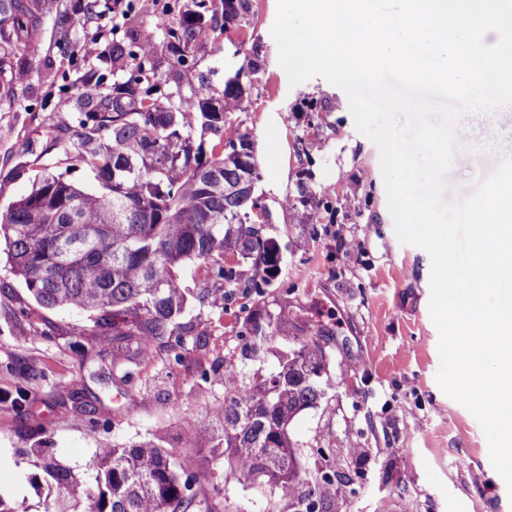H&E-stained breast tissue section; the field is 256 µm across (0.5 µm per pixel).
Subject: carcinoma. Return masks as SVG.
I'll return each instance as SVG.
<instances>
[{"label": "carcinoma", "mask_w": 512, "mask_h": 512, "mask_svg": "<svg viewBox=\"0 0 512 512\" xmlns=\"http://www.w3.org/2000/svg\"><path fill=\"white\" fill-rule=\"evenodd\" d=\"M196 7L168 29L167 48L181 66L183 50L202 38L206 13L224 18L218 39L228 24L242 21L250 4L199 0ZM46 13L44 0H0V67L17 51H34ZM125 54L136 66L110 94L96 98L82 121L92 133L73 144L74 158L94 173L100 190L90 191L46 166L30 192L0 216V240L29 296L44 309L90 313L93 329L81 325L75 331H92L103 348H112V361L147 359L157 347L177 360L187 329L175 319L193 293L182 287L184 266L199 263L205 278L223 285L224 297L244 286L261 298V285L278 268L279 249L272 239L253 234L250 184L259 174L224 152V142L245 139L227 121L243 102L234 78L220 93L191 86L178 92L175 102L162 101L145 69L154 48L119 47L112 60ZM197 121L201 131L218 137L219 150L209 157L197 141ZM160 159L165 165L157 169L154 162ZM248 259L252 274L245 280L241 263ZM284 322V311L253 305L237 332L241 352ZM325 332L321 323L298 326L293 347L279 353L277 366L261 381L224 360V403L216 423L192 422L196 436L185 447L195 448L201 440L238 481L271 485L290 503L311 500L318 512H329L330 491L338 485L344 497L356 495L365 480L362 472L305 477L291 436L295 419L327 395V383L316 376L328 361L320 343ZM34 455L48 488L60 491L45 512H176L190 504L205 474L157 435L101 448L91 486L43 449H34Z\"/></svg>", "instance_id": "cac0c4a2"}]
</instances>
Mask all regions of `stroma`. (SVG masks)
I'll use <instances>...</instances> for the list:
<instances>
[{"label":"stroma","instance_id":"1","mask_svg":"<svg viewBox=\"0 0 512 512\" xmlns=\"http://www.w3.org/2000/svg\"><path fill=\"white\" fill-rule=\"evenodd\" d=\"M193 8L192 0H117L87 16L80 0H59L37 34V54L11 55L0 68L2 82L25 73L0 101V214L46 166L98 190L65 148L90 107L84 85L107 93L134 66L128 58L112 62L114 45L151 40L150 67L165 95L180 83L223 90L240 66L258 60L259 87L230 120L252 142L263 233L282 254L263 298L271 311L287 306L289 324L245 359L235 319L247 315L254 291L236 289L225 308L189 299L181 359L157 350L131 387L97 336L74 334L87 315L39 307L0 252V496L41 512L47 491L35 480L34 447L87 476L102 442L157 433L211 472L198 489L202 504L219 494L231 512H286L270 487L241 485L213 465L208 449L183 440L187 420L211 419L223 403L225 358L243 362L248 375L266 374L275 353L292 346L294 324L315 319L330 329L322 340L332 354L328 393L292 433L306 469L314 467L313 448L333 446L340 471H365L363 489L339 512H512V492L490 462L480 424L436 382L430 259L398 240L379 150L357 131L346 94L320 77L290 85L271 36L277 0H250L237 32L205 42L178 66L163 25ZM91 40L97 52L89 56L81 47ZM510 154L512 106H505L471 124L469 144L457 145L450 197L470 195ZM354 241L360 249H351Z\"/></svg>","mask_w":512,"mask_h":512}]
</instances>
